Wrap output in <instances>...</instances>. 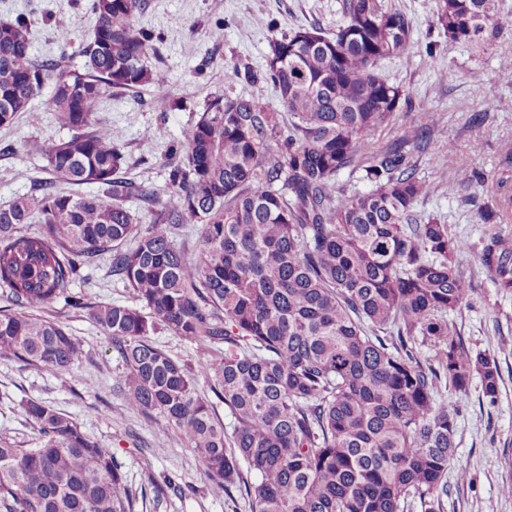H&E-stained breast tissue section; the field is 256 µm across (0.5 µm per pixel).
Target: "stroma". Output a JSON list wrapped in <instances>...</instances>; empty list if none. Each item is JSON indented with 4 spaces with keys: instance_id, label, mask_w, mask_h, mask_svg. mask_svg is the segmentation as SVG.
I'll return each mask as SVG.
<instances>
[{
    "instance_id": "obj_1",
    "label": "stroma",
    "mask_w": 512,
    "mask_h": 512,
    "mask_svg": "<svg viewBox=\"0 0 512 512\" xmlns=\"http://www.w3.org/2000/svg\"><path fill=\"white\" fill-rule=\"evenodd\" d=\"M392 2L412 20L413 44L407 56L382 60L378 70L407 89L414 107L428 112L432 129L427 150L412 153L417 176L432 186L417 209L440 218L451 235L472 246L460 266L470 296L449 312L448 325L472 353L491 356L500 370L495 400L483 396L476 377L467 393L455 397L456 466L448 472V495L436 512H512V494L504 491L512 484V291L498 288L481 260L482 246L492 235L512 238V83L499 78L500 64L512 59V28L478 46L451 43L436 24L434 0ZM19 15L33 23L31 53L38 60L61 55L59 30L80 42L91 36L95 22L88 0H0V19ZM341 20L340 0H149L133 22L153 35L157 52L150 63L160 85L111 90L98 122L123 147L133 176L170 202L168 150L206 104L224 94L275 100L273 87L259 79L271 37L313 24L332 30ZM430 44L435 47L431 55L426 52ZM64 58L69 68L83 65L81 57ZM157 124L165 126V139H145V129ZM66 135L45 94L12 127L0 128V206L30 193L44 176L41 157L27 152L26 141L48 145ZM450 144L455 154H448ZM461 156L478 181L463 182ZM483 203L497 210L488 224L474 215ZM73 292L79 305L58 302L42 314L81 340L84 357L66 373L0 359V439L35 447L37 428L23 405L36 400L71 417L87 436L112 450L136 493L135 512H250L247 500H228L213 491L178 428L160 415L127 408L118 389L126 365L111 336L90 317L94 306L134 302L124 280L113 273L110 256L83 266ZM151 340L191 367L224 354L223 345L162 329ZM166 481L172 490L156 500L154 484Z\"/></svg>"
}]
</instances>
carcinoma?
Segmentation results:
<instances>
[{
  "label": "carcinoma",
  "instance_id": "cac0c4a2",
  "mask_svg": "<svg viewBox=\"0 0 512 512\" xmlns=\"http://www.w3.org/2000/svg\"><path fill=\"white\" fill-rule=\"evenodd\" d=\"M145 4L89 0L82 73L63 65L68 31L62 56L38 61L30 23L0 20V127L48 90L69 131L31 144L48 178L0 206V292L12 305L0 309V358L76 366L80 340L37 311L76 303L80 269L108 253L136 305H98L90 316L127 366L124 401L180 429L213 489L240 494L251 512H404L416 499L441 500L457 414L438 399L441 387L464 393L476 373L492 401L500 375L448 327L469 295L459 267L471 246L417 212L431 186L405 147L426 148L427 113L413 114L402 141L372 148L409 106L377 63L408 53L412 20L389 0H341L336 31L271 39L263 79L278 104L254 95L208 103L169 155L175 201L161 205L152 188L119 177L126 155L96 125L108 90L159 85L151 37L132 22ZM435 15L451 42L512 28L500 0H436ZM358 167L371 189L340 187L339 175ZM85 184L100 192L63 189ZM133 197L156 207L144 228L127 207ZM185 224L197 226L194 258L174 243ZM481 258L511 289L512 250L492 236ZM159 328L224 344V357L199 360L197 373L232 429L196 394L189 367L149 341ZM419 337L436 364L414 352ZM24 412L41 442L0 441V512H134L111 449L48 405L29 401Z\"/></svg>",
  "mask_w": 512,
  "mask_h": 512
}]
</instances>
